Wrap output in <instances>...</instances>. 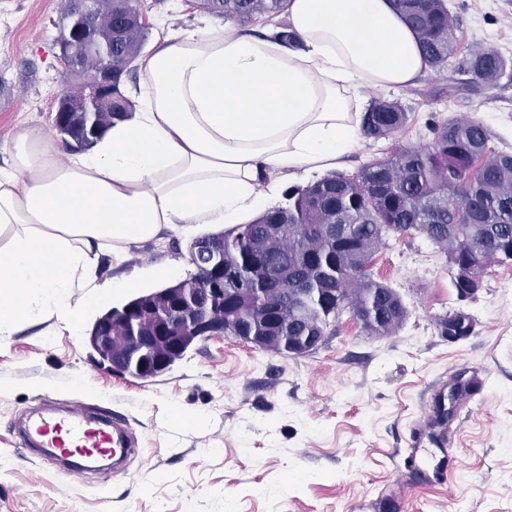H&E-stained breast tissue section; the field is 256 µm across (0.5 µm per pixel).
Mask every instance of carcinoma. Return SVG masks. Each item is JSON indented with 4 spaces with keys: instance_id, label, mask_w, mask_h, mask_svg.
Returning <instances> with one entry per match:
<instances>
[{
    "instance_id": "1",
    "label": "carcinoma",
    "mask_w": 512,
    "mask_h": 512,
    "mask_svg": "<svg viewBox=\"0 0 512 512\" xmlns=\"http://www.w3.org/2000/svg\"><path fill=\"white\" fill-rule=\"evenodd\" d=\"M287 0H189L196 10L242 26L272 22ZM415 29L430 67L442 71L455 57L456 23L445 0H396ZM144 0H100L91 13L96 36L89 45L63 48L73 75L88 85L101 54L112 49V103L97 97L79 101V111L61 117L74 149L87 150L112 125L127 118L134 104L124 77L137 71L151 27ZM461 79L448 87L456 96L471 86H494L512 78V62L493 49L469 51L455 67ZM409 122L398 101L377 99L363 119L365 137L391 139L382 157L366 162L353 176L331 173L306 186L288 189V205L217 234L194 239L189 257L211 246L210 265L224 264L237 278L224 289L239 296L236 319L224 335L247 325L253 336L268 331L266 311L280 306L288 323L283 355L311 333H323L348 307L377 336H389L406 321L400 295L374 279L369 267L391 231L422 233L448 254L454 288H469L471 270L512 264V153L489 146L490 131L467 117L450 116L431 125L432 141L422 147L395 142Z\"/></svg>"
}]
</instances>
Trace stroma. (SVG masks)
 <instances>
[{
	"label": "stroma",
	"mask_w": 512,
	"mask_h": 512,
	"mask_svg": "<svg viewBox=\"0 0 512 512\" xmlns=\"http://www.w3.org/2000/svg\"><path fill=\"white\" fill-rule=\"evenodd\" d=\"M460 53L490 47L512 61V0H447ZM152 34L224 19L185 0H146ZM64 0H0V165L15 128L52 129L62 64L56 41ZM452 69L428 70L393 92L412 115L400 143L430 142L431 122L466 114L492 133L491 147L512 151V82L448 88ZM178 231L103 257L109 282L146 263L188 259ZM371 272L402 297L403 326L368 333L349 311L303 357L260 351L225 336L197 342L164 374L142 380L100 364L88 342L93 318L71 329L34 319L0 335V512H512V303L502 285L512 265L488 268L480 290L457 298L448 257L425 236L389 237ZM464 310L475 321L456 343L437 320ZM482 385L448 424V477L410 485L398 469L410 436L429 415L440 381L459 372ZM125 416L137 450L126 473L77 479L29 455L15 420L43 394Z\"/></svg>",
	"instance_id": "35a3bbf8"
}]
</instances>
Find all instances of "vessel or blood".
Instances as JSON below:
<instances>
[{
	"label": "vessel or blood",
	"instance_id": "vessel-or-blood-1",
	"mask_svg": "<svg viewBox=\"0 0 512 512\" xmlns=\"http://www.w3.org/2000/svg\"><path fill=\"white\" fill-rule=\"evenodd\" d=\"M43 401V407L25 417L19 429L21 444L43 457L62 460L71 476H85L92 461L116 462L131 453L133 439L121 416L93 412L84 404L59 410L49 395ZM447 455V436L418 429L404 460V478L428 485L442 482L446 478L442 461Z\"/></svg>",
	"mask_w": 512,
	"mask_h": 512
}]
</instances>
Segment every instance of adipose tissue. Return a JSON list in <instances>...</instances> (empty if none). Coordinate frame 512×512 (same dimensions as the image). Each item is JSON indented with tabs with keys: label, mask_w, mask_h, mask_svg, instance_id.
Wrapping results in <instances>:
<instances>
[{
	"label": "adipose tissue",
	"mask_w": 512,
	"mask_h": 512,
	"mask_svg": "<svg viewBox=\"0 0 512 512\" xmlns=\"http://www.w3.org/2000/svg\"><path fill=\"white\" fill-rule=\"evenodd\" d=\"M297 37L209 27L169 32L138 60L131 118L87 150L17 127L0 167V335L32 315L77 327L138 273L97 279L170 228L245 224L284 179L322 175L364 141L366 90L413 85L429 63L394 0H288Z\"/></svg>",
	"instance_id": "1"
}]
</instances>
